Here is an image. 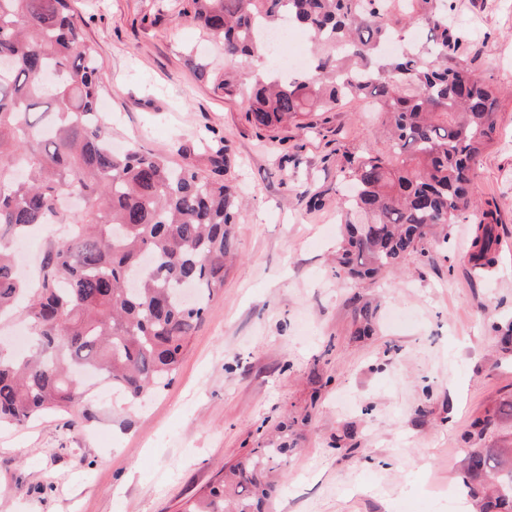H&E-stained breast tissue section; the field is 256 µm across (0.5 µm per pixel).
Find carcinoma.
I'll use <instances>...</instances> for the list:
<instances>
[{
	"mask_svg": "<svg viewBox=\"0 0 512 512\" xmlns=\"http://www.w3.org/2000/svg\"><path fill=\"white\" fill-rule=\"evenodd\" d=\"M183 0L178 15L224 43L216 89L270 128L369 98L391 148L344 157L337 174L344 232L340 271L372 278L423 253L438 226L472 220L470 259L497 265V206L477 208L478 166L498 133V97L461 63L452 0ZM288 24L314 44L308 69L265 65L257 26ZM420 25L415 45L408 29ZM388 43L400 46L387 55ZM0 316L24 300L30 352L0 343V423L67 412L99 372L130 402L174 379L188 337L236 255L237 190L224 183V147L209 173L161 154L112 149L100 112L104 75L70 0H0ZM66 224L33 284L17 274L12 239ZM287 446L254 448L183 512H264ZM467 495L482 512H512V448L464 449Z\"/></svg>",
	"mask_w": 512,
	"mask_h": 512,
	"instance_id": "cac0c4a2",
	"label": "carcinoma"
}]
</instances>
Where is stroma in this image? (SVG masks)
Listing matches in <instances>:
<instances>
[{"label": "stroma", "mask_w": 512, "mask_h": 512, "mask_svg": "<svg viewBox=\"0 0 512 512\" xmlns=\"http://www.w3.org/2000/svg\"><path fill=\"white\" fill-rule=\"evenodd\" d=\"M456 5L470 70L512 89V0ZM73 7L99 54L113 142L205 171L200 137L223 139L224 179L244 196L238 255L170 386L135 406L106 395L0 426V512H179L224 465L272 447L282 422L293 452L273 512H474L463 449L512 448L500 334L512 324V98L476 182L498 205L495 272L474 269L463 222L350 282L336 274V167L367 144L387 151L377 113L354 103L305 130L257 128L199 77L224 58L175 0ZM365 304L374 331L361 336Z\"/></svg>", "instance_id": "obj_1"}]
</instances>
